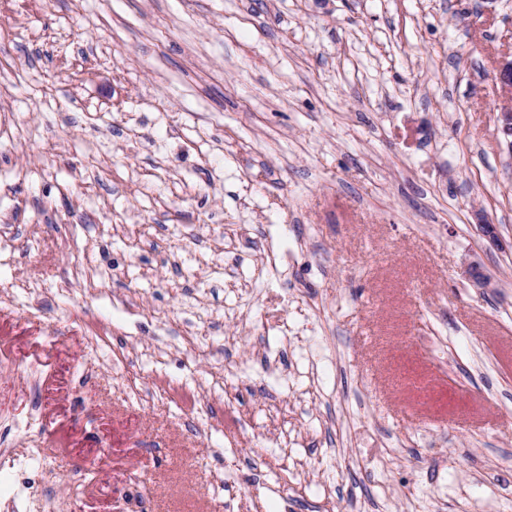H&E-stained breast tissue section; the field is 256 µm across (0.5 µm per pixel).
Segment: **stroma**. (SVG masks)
<instances>
[{
	"mask_svg": "<svg viewBox=\"0 0 512 512\" xmlns=\"http://www.w3.org/2000/svg\"><path fill=\"white\" fill-rule=\"evenodd\" d=\"M509 50L512 0H0V512H512Z\"/></svg>",
	"mask_w": 512,
	"mask_h": 512,
	"instance_id": "obj_1",
	"label": "stroma"
}]
</instances>
